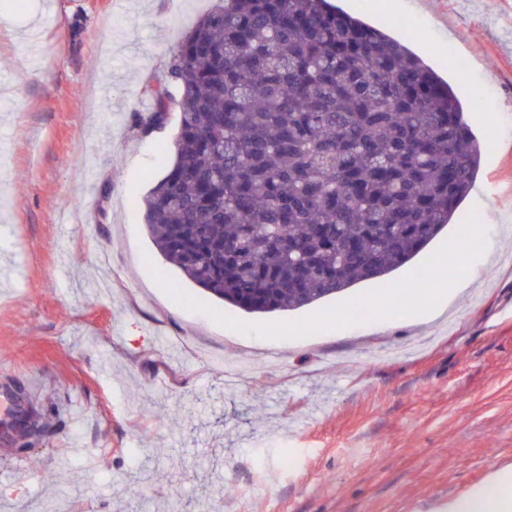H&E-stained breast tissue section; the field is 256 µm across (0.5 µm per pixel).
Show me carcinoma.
I'll return each mask as SVG.
<instances>
[{"label": "carcinoma", "instance_id": "obj_1", "mask_svg": "<svg viewBox=\"0 0 512 512\" xmlns=\"http://www.w3.org/2000/svg\"><path fill=\"white\" fill-rule=\"evenodd\" d=\"M142 93L132 132L179 114L174 162L144 199L155 249L251 315L410 263L487 148L419 56L328 0H220Z\"/></svg>", "mask_w": 512, "mask_h": 512}]
</instances>
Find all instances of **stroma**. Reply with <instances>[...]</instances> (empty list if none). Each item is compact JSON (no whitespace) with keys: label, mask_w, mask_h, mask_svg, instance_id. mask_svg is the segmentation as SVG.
<instances>
[{"label":"stroma","mask_w":512,"mask_h":512,"mask_svg":"<svg viewBox=\"0 0 512 512\" xmlns=\"http://www.w3.org/2000/svg\"><path fill=\"white\" fill-rule=\"evenodd\" d=\"M333 2L407 40L490 146L411 263L255 316L152 245L141 202L177 112L128 129L217 0H0V380L43 427L0 452V512H434L512 465V0ZM464 223L475 246L424 321L398 287Z\"/></svg>","instance_id":"35a3bbf8"}]
</instances>
